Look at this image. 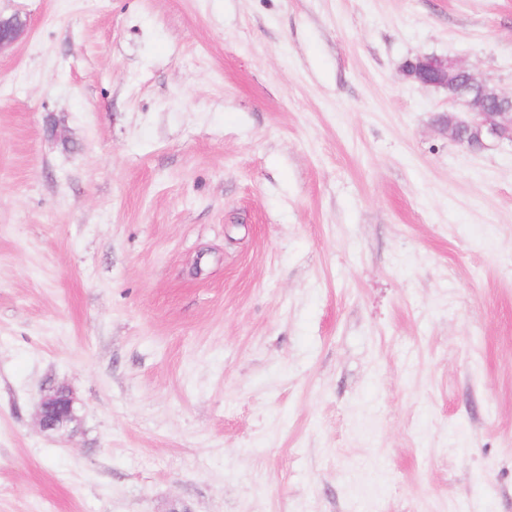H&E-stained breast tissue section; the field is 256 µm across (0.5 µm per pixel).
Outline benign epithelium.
Segmentation results:
<instances>
[{
	"label": "benign epithelium",
	"mask_w": 512,
	"mask_h": 512,
	"mask_svg": "<svg viewBox=\"0 0 512 512\" xmlns=\"http://www.w3.org/2000/svg\"><path fill=\"white\" fill-rule=\"evenodd\" d=\"M27 21L18 15L0 13V50L19 41L27 31ZM403 74L423 85L443 88L448 99L466 113L448 112L443 130L469 151L490 146L512 145V93L478 80L458 61L451 58L423 55L417 57L414 70ZM78 399L67 387H52L43 395L37 415L42 431L52 434L76 432L79 424Z\"/></svg>",
	"instance_id": "7a95c632"
}]
</instances>
